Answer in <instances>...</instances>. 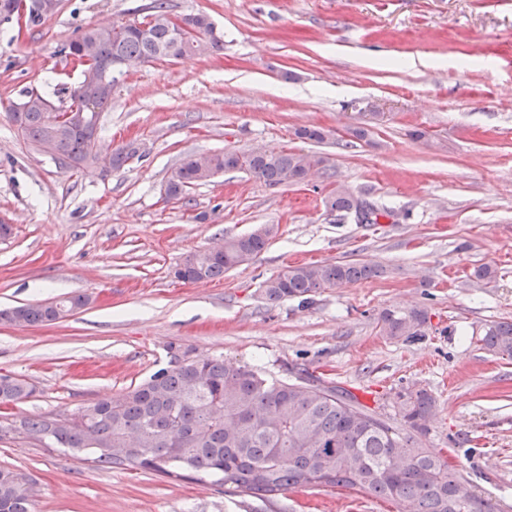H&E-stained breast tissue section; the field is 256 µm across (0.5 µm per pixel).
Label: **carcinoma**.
<instances>
[{
	"instance_id": "carcinoma-1",
	"label": "carcinoma",
	"mask_w": 512,
	"mask_h": 512,
	"mask_svg": "<svg viewBox=\"0 0 512 512\" xmlns=\"http://www.w3.org/2000/svg\"><path fill=\"white\" fill-rule=\"evenodd\" d=\"M166 0H155L152 13L138 23L119 21L86 27L64 47L65 56L122 59L149 63L187 53L221 51L224 41L204 14L183 16L184 27L170 25ZM61 108L45 94L31 91L10 119L24 140L34 146L53 142L67 156L72 170H86L96 161L98 121L83 129H69L60 111L79 112L94 98L96 112L112 102V93L99 92L81 77ZM137 153L134 143L112 151V170L119 171ZM325 156L269 148L263 152H224L208 155L200 164L186 156L167 180L165 195L178 199L194 185L226 170H243L269 186L300 182L314 167H327ZM330 210L358 212L360 200L343 190L327 197ZM274 234L271 225L224 239V253L206 250L188 256L176 271L184 281L224 277V272L260 254ZM379 275L364 262H323L289 266L268 279L266 300L307 303L312 296L346 283ZM88 298L71 294L44 303L23 304L0 311V321L19 326L53 322L84 307ZM427 321L420 309L384 312L383 334L397 339L419 336ZM483 349L512 356V322L490 324L480 339ZM32 389L24 381L0 375V406L27 398ZM393 428L376 412L331 382L307 375L294 382L273 380L249 366H234L221 356L173 361L125 391L122 398H105L66 414L17 421L0 419V439L23 437L47 440V445L75 455L89 454L92 462L126 469L150 470L175 480L215 476L227 492L268 498L294 487H345L386 499L397 512H501L497 501L471 492L447 452L423 446L436 399L425 389H406L392 398ZM131 437L144 448L139 460L107 456L97 446L125 447ZM34 482L27 475L0 467V512H31Z\"/></svg>"
}]
</instances>
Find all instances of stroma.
Wrapping results in <instances>:
<instances>
[{
    "label": "stroma",
    "instance_id": "1",
    "mask_svg": "<svg viewBox=\"0 0 512 512\" xmlns=\"http://www.w3.org/2000/svg\"><path fill=\"white\" fill-rule=\"evenodd\" d=\"M153 3L58 0L36 24H0V224L12 228L0 239V310L89 298L49 325L0 322V375L33 390L6 414L119 395L166 366L173 345L278 380L324 374L384 415L395 392L423 388L437 401L425 447L454 449L470 489L512 512V357L480 344L490 323L512 321V0H168L173 13L209 16L224 49L117 76L98 135L106 150L137 142L140 159L85 174L26 143L11 107L81 79L62 47ZM301 127L329 136L300 139ZM260 147L325 155L331 167L275 188L225 171L188 201L166 198L186 155ZM339 186L395 218L330 211ZM260 224L275 234L252 260L219 279L175 277L189 255ZM336 261L382 273L306 304L265 300L285 267ZM484 265L493 279L475 277ZM410 308L427 313L421 336L382 334L384 311ZM0 466L36 481L32 512L390 510L338 487L238 496L22 438L0 439Z\"/></svg>",
    "mask_w": 512,
    "mask_h": 512
}]
</instances>
